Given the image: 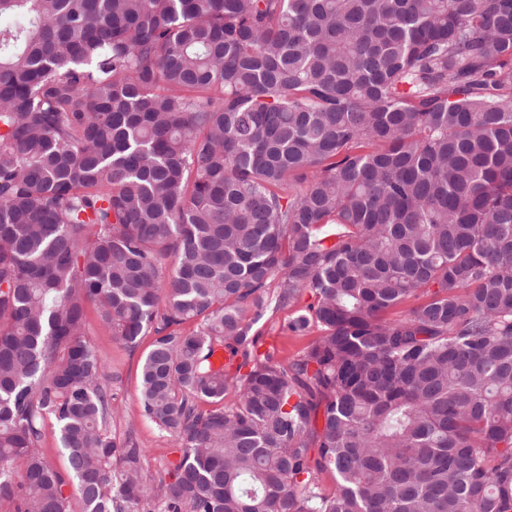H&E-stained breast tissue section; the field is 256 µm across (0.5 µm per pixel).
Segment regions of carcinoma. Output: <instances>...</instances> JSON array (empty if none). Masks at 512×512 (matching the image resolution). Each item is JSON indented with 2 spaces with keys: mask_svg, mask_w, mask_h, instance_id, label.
Returning <instances> with one entry per match:
<instances>
[{
  "mask_svg": "<svg viewBox=\"0 0 512 512\" xmlns=\"http://www.w3.org/2000/svg\"><path fill=\"white\" fill-rule=\"evenodd\" d=\"M1 18L0 508L71 512V482L80 512H512V0ZM305 293L284 330L315 342L259 351ZM91 309L153 336L164 476L110 431ZM311 302L308 294H303L298 301L284 311H280L270 319H263L257 327L261 332L260 342L261 351L274 348L278 354L284 358H296L299 354L306 351L320 335L317 328L305 334L285 333L282 329L283 322L296 316L299 310L304 309ZM43 431L42 450L46 459L57 471L66 474V461L60 448L57 427L51 421H47Z\"/></svg>",
  "mask_w": 512,
  "mask_h": 512,
  "instance_id": "carcinoma-1",
  "label": "carcinoma"
}]
</instances>
